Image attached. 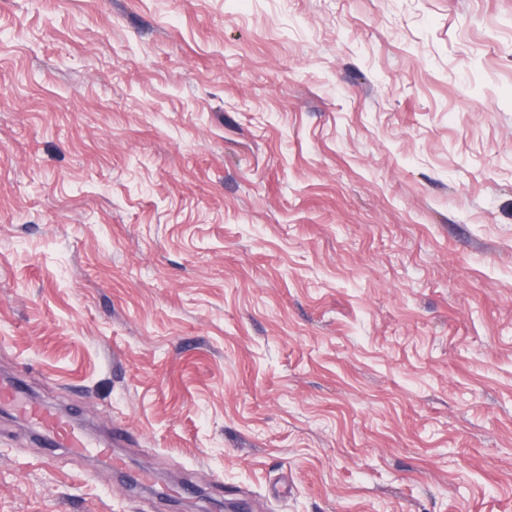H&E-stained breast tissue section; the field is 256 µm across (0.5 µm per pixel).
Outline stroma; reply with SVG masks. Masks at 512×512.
<instances>
[{
    "label": "stroma",
    "instance_id": "stroma-1",
    "mask_svg": "<svg viewBox=\"0 0 512 512\" xmlns=\"http://www.w3.org/2000/svg\"><path fill=\"white\" fill-rule=\"evenodd\" d=\"M7 377L0 512H512V0H0ZM0 399L2 405L5 403L15 404L23 419L49 445L57 448H70L74 451L90 447L91 440L83 428L47 405L19 401L18 391L13 383L0 382Z\"/></svg>",
    "mask_w": 512,
    "mask_h": 512
}]
</instances>
